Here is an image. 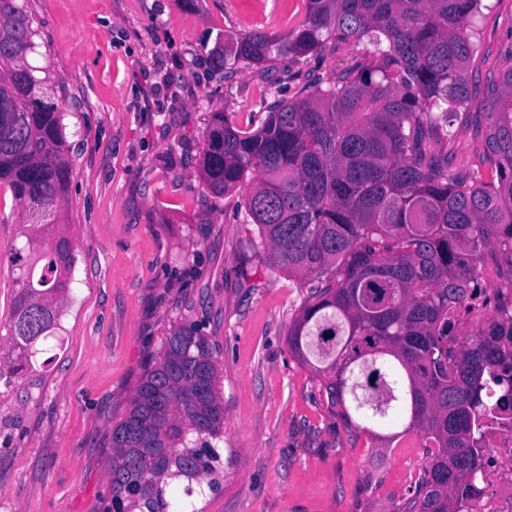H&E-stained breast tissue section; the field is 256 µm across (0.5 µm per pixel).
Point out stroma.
Here are the masks:
<instances>
[{
	"mask_svg": "<svg viewBox=\"0 0 512 512\" xmlns=\"http://www.w3.org/2000/svg\"><path fill=\"white\" fill-rule=\"evenodd\" d=\"M34 20L31 66L63 86L58 99L71 179L60 220L75 250L56 337L32 369L0 380V512H101L112 426L127 412L169 327L191 325L223 369L224 445L232 457L203 512H404L429 460L416 433L382 447L349 427L322 376L288 350L307 283L247 262L255 225L242 192L211 194L199 155L214 113L240 129L266 117L262 93L293 101L360 61L340 44L276 69L241 64L232 79L209 56L227 36L298 27L306 0H18ZM475 88L512 68V0H483ZM486 111L457 122L433 151L460 171H491ZM25 206L0 188V357L11 353ZM478 275L486 305L463 324L496 318L512 286V254L489 243Z\"/></svg>",
	"mask_w": 512,
	"mask_h": 512,
	"instance_id": "35a3bbf8",
	"label": "stroma"
}]
</instances>
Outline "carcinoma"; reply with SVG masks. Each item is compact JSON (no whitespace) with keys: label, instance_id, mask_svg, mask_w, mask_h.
Masks as SVG:
<instances>
[{"label":"carcinoma","instance_id":"obj_1","mask_svg":"<svg viewBox=\"0 0 512 512\" xmlns=\"http://www.w3.org/2000/svg\"><path fill=\"white\" fill-rule=\"evenodd\" d=\"M284 37L236 34L217 57L224 78L242 63L334 43L364 45L345 74L309 96L267 106L240 130L215 114L200 174L215 195L247 187L252 256L309 276L308 302L288 349L325 380L331 402L378 429L380 441L419 433L430 449L406 512H456L473 472L478 393L512 361V312L457 343L450 311L480 289L490 237L512 253V69L488 85L487 149L494 170L463 173L431 144L476 104L465 66L482 0H306ZM37 31L0 0V185L27 204L32 234L13 249L9 313L15 377L60 327L75 264L58 222L71 177L63 110L27 61ZM207 337L179 325L164 336L130 408L112 426L109 495L102 512H203L195 500L224 479V398Z\"/></svg>","mask_w":512,"mask_h":512}]
</instances>
